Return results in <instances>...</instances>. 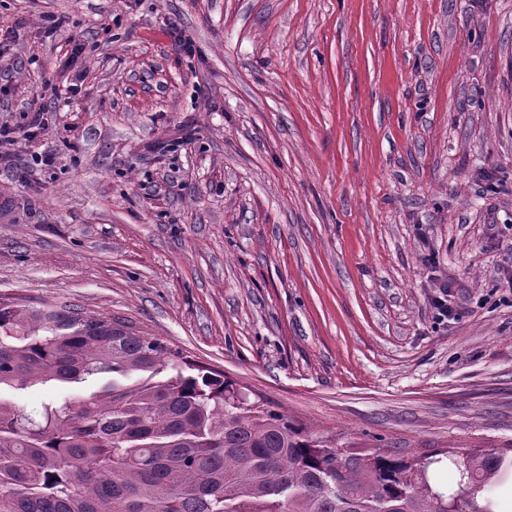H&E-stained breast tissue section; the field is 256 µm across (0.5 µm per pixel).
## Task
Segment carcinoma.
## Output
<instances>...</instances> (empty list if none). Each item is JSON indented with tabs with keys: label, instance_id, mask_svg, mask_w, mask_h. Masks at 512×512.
Here are the masks:
<instances>
[{
	"label": "carcinoma",
	"instance_id": "carcinoma-1",
	"mask_svg": "<svg viewBox=\"0 0 512 512\" xmlns=\"http://www.w3.org/2000/svg\"><path fill=\"white\" fill-rule=\"evenodd\" d=\"M101 381L27 413L0 398V512H498L512 447L359 455L247 402L112 317L0 298V389Z\"/></svg>",
	"mask_w": 512,
	"mask_h": 512
}]
</instances>
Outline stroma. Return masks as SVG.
Segmentation results:
<instances>
[{
    "label": "stroma",
    "mask_w": 512,
    "mask_h": 512,
    "mask_svg": "<svg viewBox=\"0 0 512 512\" xmlns=\"http://www.w3.org/2000/svg\"><path fill=\"white\" fill-rule=\"evenodd\" d=\"M0 34V297L442 486L512 443V0H0Z\"/></svg>",
    "instance_id": "35a3bbf8"
}]
</instances>
